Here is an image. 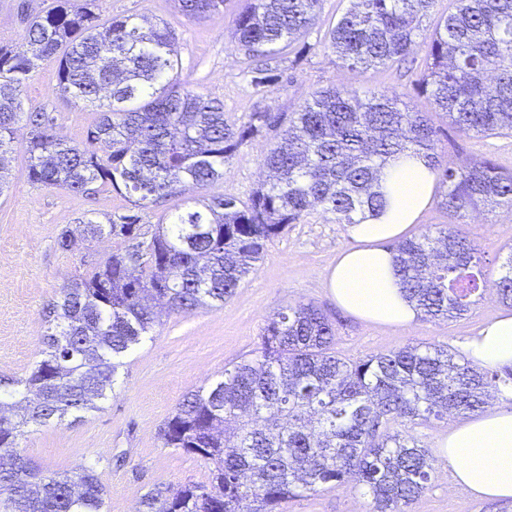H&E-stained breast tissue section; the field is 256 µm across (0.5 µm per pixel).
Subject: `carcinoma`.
I'll return each instance as SVG.
<instances>
[{"mask_svg": "<svg viewBox=\"0 0 512 512\" xmlns=\"http://www.w3.org/2000/svg\"><path fill=\"white\" fill-rule=\"evenodd\" d=\"M322 0H249L234 20L236 43L258 64L251 82L273 79L274 64L298 42ZM437 0H353L326 36L345 64L379 67L409 54L420 17ZM201 19L224 0H177ZM96 0H54L29 20L24 42L0 46V194L21 122L28 132L26 176L80 194L96 182L128 198L102 223L83 220L73 251L105 236L138 240L73 279L45 312L42 359L23 377H0V512H103L106 489L94 467L33 469L18 450L30 426L98 411L113 392L122 358L162 312L219 307L254 269L265 243L320 207L338 224L384 205L382 169L407 152L425 159L446 186L438 200L448 224L394 245L400 284L427 319H456L486 286L478 245L463 230L480 207L512 209V172L489 158L448 167L439 130L395 91L360 96L313 93L289 116L256 110L240 127L224 103L167 81L174 32L164 21L96 13ZM58 89L97 103L86 142L56 131L23 92L42 62ZM423 95L464 134L512 136V0H455L427 43ZM279 132L263 158L265 179L244 203L204 195L151 235L142 213L182 186L208 189L253 136ZM512 307V250L493 282ZM335 328L312 302L277 312L253 357L189 391L161 429L164 445L211 465L209 483L150 491L139 512H279L287 500L327 484L351 483L372 512H405L428 487L435 459L416 425L453 413L477 414L512 384V368L482 369L447 345H407L346 361L332 351Z\"/></svg>", "mask_w": 512, "mask_h": 512, "instance_id": "carcinoma-1", "label": "carcinoma"}]
</instances>
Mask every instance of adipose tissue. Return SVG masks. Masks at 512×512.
<instances>
[{
    "label": "adipose tissue",
    "mask_w": 512,
    "mask_h": 512,
    "mask_svg": "<svg viewBox=\"0 0 512 512\" xmlns=\"http://www.w3.org/2000/svg\"><path fill=\"white\" fill-rule=\"evenodd\" d=\"M380 186L388 205L383 214L348 225L351 245L336 257L330 291L357 319L408 327L420 314L400 290L391 245L433 202L437 176L422 159L404 155L385 166ZM464 350L482 368L512 367V314L485 325ZM500 400L457 424L440 442L455 486L479 498L512 499V391L502 390Z\"/></svg>",
    "instance_id": "1"
}]
</instances>
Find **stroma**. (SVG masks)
Instances as JSON below:
<instances>
[{
	"label": "stroma",
	"mask_w": 512,
	"mask_h": 512,
	"mask_svg": "<svg viewBox=\"0 0 512 512\" xmlns=\"http://www.w3.org/2000/svg\"><path fill=\"white\" fill-rule=\"evenodd\" d=\"M52 0H0V45L21 42L27 18L46 9ZM246 0H224L217 12L197 21L184 17L174 0H98L102 17L146 16L164 20L174 30L177 67L170 81L190 84L224 103V118L232 125L245 123L250 112H296L315 91L336 86L364 94L395 90L419 112L432 115L449 167L461 169L473 159L489 157L512 170V139L465 136L453 129L446 116L433 111L419 94L416 82L424 69L427 42L452 0H438L420 22L410 53L413 66L351 68L325 47L327 30L350 6V0H324L304 40L310 51L298 61L283 56L279 79L254 86L251 61L232 38V21ZM24 102L53 112L61 135L81 142L97 116L94 104L62 95L56 66L40 64L24 89ZM26 128L16 133L10 184L0 196V375L24 376L41 358L46 325L42 312L59 298L70 280L86 273L127 241L107 237L65 252L56 239L61 230H77L88 214L104 215L124 209L127 201L111 188L97 187L88 195L31 184L24 172ZM273 133L248 140L224 166L217 193L248 199L263 178L262 160ZM467 232L475 240L485 265V276L496 280L512 250V212L475 213ZM350 240L344 225L322 211L308 214L268 241L261 259L224 306L201 307L186 313H167L124 359L114 394L99 411L76 422L29 427L19 438L24 458L45 473L66 472L77 464H94L109 496L105 512H137L142 496L151 490L203 484L209 465L180 448L164 446L159 430L184 395L221 377L224 370L250 358L261 343L263 330L274 312L300 302L324 310L336 326L333 349L337 356L356 360L408 344H445L460 349L468 337L494 320L505 308L494 289L478 298L460 319L420 320L412 328H396L357 320L333 300L328 276L337 254ZM460 416L433 420L413 430L422 447L430 449L435 471L427 489L407 512H512L508 501L483 500L456 487L438 441ZM370 497L353 485L330 484L317 494L283 503L281 512H371Z\"/></svg>",
	"instance_id": "35a3bbf8"
}]
</instances>
